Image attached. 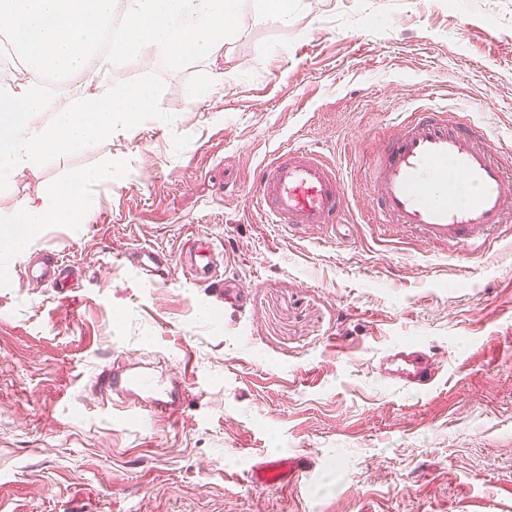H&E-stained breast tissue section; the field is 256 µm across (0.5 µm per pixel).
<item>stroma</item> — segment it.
<instances>
[{"instance_id":"35a3bbf8","label":"stroma","mask_w":512,"mask_h":512,"mask_svg":"<svg viewBox=\"0 0 512 512\" xmlns=\"http://www.w3.org/2000/svg\"><path fill=\"white\" fill-rule=\"evenodd\" d=\"M243 0L219 62L161 56L58 80L49 125L90 84L148 73L150 119L26 169L0 220L87 175L86 212L0 254V512H512V223L482 254L386 242L362 169L401 113L438 108L486 126L512 178V0ZM334 160L347 241L288 237L246 190L282 147ZM243 307L182 270L189 241ZM157 247L171 275L126 260ZM53 252L63 295L21 280ZM396 344L439 352L429 390L381 380ZM141 363L187 379L189 410L152 423L102 405L94 378ZM311 458L292 490L255 463Z\"/></svg>"}]
</instances>
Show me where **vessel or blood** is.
<instances>
[{
	"instance_id": "b4317fda",
	"label": "vessel or blood",
	"mask_w": 512,
	"mask_h": 512,
	"mask_svg": "<svg viewBox=\"0 0 512 512\" xmlns=\"http://www.w3.org/2000/svg\"><path fill=\"white\" fill-rule=\"evenodd\" d=\"M365 179L377 193L385 232L394 236L406 233L480 251L501 225L512 222V180L498 164L486 129L455 114L428 110L406 116L366 170ZM249 192L259 210L289 235L318 228L336 237L343 227L341 173L319 151L277 149ZM212 251L213 244L206 239L198 240L190 251L189 265L197 279L213 277ZM132 259L148 281L164 277L167 271L153 249L133 251ZM65 271L55 260L39 268L26 266L25 277L62 283ZM438 368L434 353L405 346L387 353L377 373L399 387L424 390ZM97 385L102 392L124 399L123 410L130 415L144 412L151 418L175 419L186 409L185 395L153 373L117 367L99 374ZM261 468L269 486L293 485L310 474L306 458L300 456L266 460Z\"/></svg>"
}]
</instances>
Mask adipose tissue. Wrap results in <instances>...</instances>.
Returning <instances> with one entry per match:
<instances>
[{
  "instance_id": "1",
  "label": "adipose tissue",
  "mask_w": 512,
  "mask_h": 512,
  "mask_svg": "<svg viewBox=\"0 0 512 512\" xmlns=\"http://www.w3.org/2000/svg\"><path fill=\"white\" fill-rule=\"evenodd\" d=\"M86 175L80 174L58 184L48 202L26 203L16 214L0 222V249L13 250L26 242L32 229L50 224L86 209Z\"/></svg>"
}]
</instances>
